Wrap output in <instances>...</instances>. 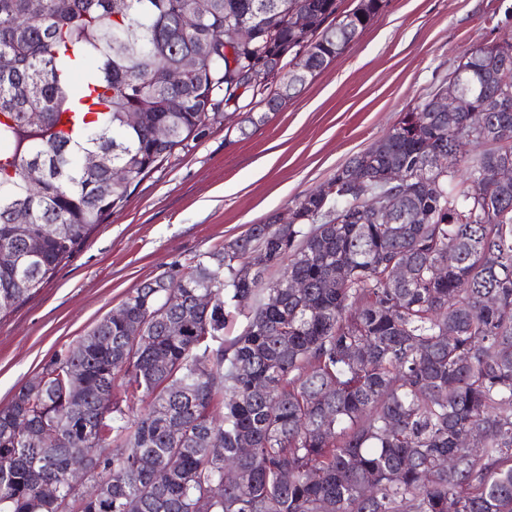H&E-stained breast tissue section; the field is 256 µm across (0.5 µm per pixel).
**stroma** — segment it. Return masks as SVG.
Returning <instances> with one entry per match:
<instances>
[{
  "label": "stroma",
  "instance_id": "1",
  "mask_svg": "<svg viewBox=\"0 0 512 512\" xmlns=\"http://www.w3.org/2000/svg\"><path fill=\"white\" fill-rule=\"evenodd\" d=\"M511 13L512 0H387L264 125L213 123L134 181L124 208L0 319V408L129 292L268 223L372 147Z\"/></svg>",
  "mask_w": 512,
  "mask_h": 512
}]
</instances>
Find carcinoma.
I'll return each instance as SVG.
<instances>
[{"mask_svg": "<svg viewBox=\"0 0 512 512\" xmlns=\"http://www.w3.org/2000/svg\"><path fill=\"white\" fill-rule=\"evenodd\" d=\"M385 5L212 0L202 18L192 0H69L63 11L43 0L33 16L27 0H0V139L13 143L0 162V317L124 207L133 181L248 97L264 112L246 122L264 123L283 103L265 94L269 80L306 52L308 73L322 70ZM253 18L257 39L239 40L236 21ZM186 55L200 67L168 85L165 70ZM450 89L505 102L479 113L493 142L475 127L460 140L466 115L431 109ZM127 111L144 123L125 124ZM157 125L168 138L152 135ZM85 151L106 164L84 169ZM506 162L512 54L480 45L318 190L135 289L124 321L102 319L88 332L97 343L70 344L42 387L21 385L0 409V512H57L41 499L49 480L82 512H125L131 499L137 512H512V182L494 180ZM37 163L46 176L33 187L25 170ZM114 167L123 181L102 196ZM395 169L404 177L391 182ZM20 207L27 224L14 223ZM397 267L407 282L392 281ZM172 291L182 302L168 309ZM203 292L209 307L197 304ZM241 316V331L224 335ZM155 354L168 363L155 366ZM75 370L84 389L73 396ZM115 386L121 398L100 413ZM29 426L53 429L55 443L22 436ZM75 459L81 496L66 479ZM227 462L239 479L224 480Z\"/></svg>", "mask_w": 512, "mask_h": 512, "instance_id": "cac0c4a2", "label": "carcinoma"}]
</instances>
